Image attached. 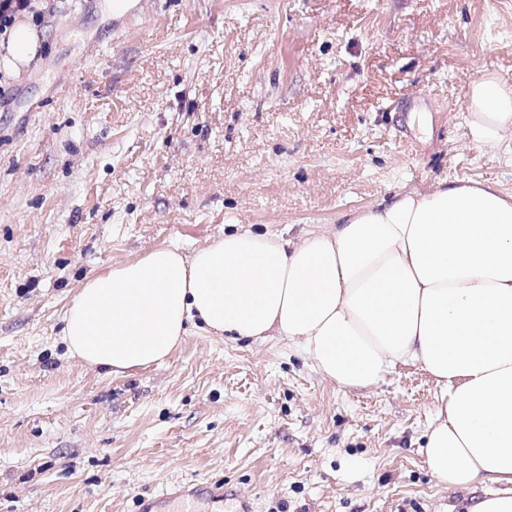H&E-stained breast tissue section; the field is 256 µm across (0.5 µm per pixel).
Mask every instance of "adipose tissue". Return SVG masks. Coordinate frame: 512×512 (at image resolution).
Returning a JSON list of instances; mask_svg holds the SVG:
<instances>
[{"mask_svg":"<svg viewBox=\"0 0 512 512\" xmlns=\"http://www.w3.org/2000/svg\"><path fill=\"white\" fill-rule=\"evenodd\" d=\"M472 142H512V86L468 88ZM72 356L109 374L164 362L202 323L216 336L298 341L327 379L375 386L412 364L440 388L422 448L446 487L500 484L468 512H512V194L471 179L341 214L292 241L241 229L162 247L85 280L64 317Z\"/></svg>","mask_w":512,"mask_h":512,"instance_id":"obj_1","label":"adipose tissue"}]
</instances>
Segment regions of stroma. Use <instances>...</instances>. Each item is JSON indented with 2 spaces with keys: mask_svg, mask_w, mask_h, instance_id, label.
<instances>
[{
  "mask_svg": "<svg viewBox=\"0 0 512 512\" xmlns=\"http://www.w3.org/2000/svg\"><path fill=\"white\" fill-rule=\"evenodd\" d=\"M37 0L33 61L0 67V512H137L224 484L252 512H467L421 453L439 388L398 365L326 379L284 338L191 328L106 375L61 336L83 281L229 231L298 239L401 187L512 193L465 96L512 84V0ZM194 486L191 489H185V487H175L173 489H167L163 491L161 494L153 496L148 500H143L140 503V511L141 512H185L187 510L181 511H166L167 506L174 501H183V502H194L199 500H211L214 497H223L227 498V494H225L224 486L222 485L220 488L223 489V492H215L213 488L208 483H197L193 484Z\"/></svg>",
  "mask_w": 512,
  "mask_h": 512,
  "instance_id": "35a3bbf8",
  "label": "stroma"
}]
</instances>
